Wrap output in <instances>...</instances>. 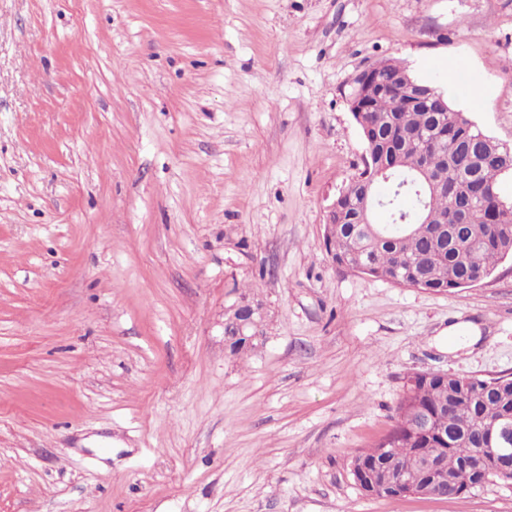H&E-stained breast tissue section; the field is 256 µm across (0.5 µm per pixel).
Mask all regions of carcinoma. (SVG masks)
Here are the masks:
<instances>
[{
    "label": "carcinoma",
    "mask_w": 512,
    "mask_h": 512,
    "mask_svg": "<svg viewBox=\"0 0 512 512\" xmlns=\"http://www.w3.org/2000/svg\"><path fill=\"white\" fill-rule=\"evenodd\" d=\"M402 68L394 59L376 68L379 86L365 91L369 111L352 113L367 160L338 200L325 242L339 267L448 293L462 288L466 275L487 279L498 262L512 258V201L499 187L501 177L512 175L505 167L512 147L486 135L429 80L413 77L431 89L429 98H408L396 80ZM426 171L469 198L467 223H454L448 192L427 187ZM413 408L434 417L432 433L412 434ZM511 412L512 378L418 380L405 385L389 432L356 454L351 468L388 448L395 466L415 480L418 457L434 455L449 481L435 496L449 497L453 485L470 480L464 464L483 430Z\"/></svg>",
    "instance_id": "1"
}]
</instances>
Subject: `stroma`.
I'll list each match as a JSON object with an SVG mask.
<instances>
[{"mask_svg":"<svg viewBox=\"0 0 512 512\" xmlns=\"http://www.w3.org/2000/svg\"><path fill=\"white\" fill-rule=\"evenodd\" d=\"M388 58L512 145V0H0V512H512L351 475L409 373L512 377V259L441 294L327 253ZM263 303H248L242 301L234 303L224 311V343L231 345L236 341L237 348L243 349L254 340L264 335L263 323L265 319ZM356 481L370 497L393 498L407 494V485L404 481L389 476L380 479L375 472L367 471L365 468L360 469Z\"/></svg>","mask_w":512,"mask_h":512,"instance_id":"35a3bbf8","label":"stroma"}]
</instances>
